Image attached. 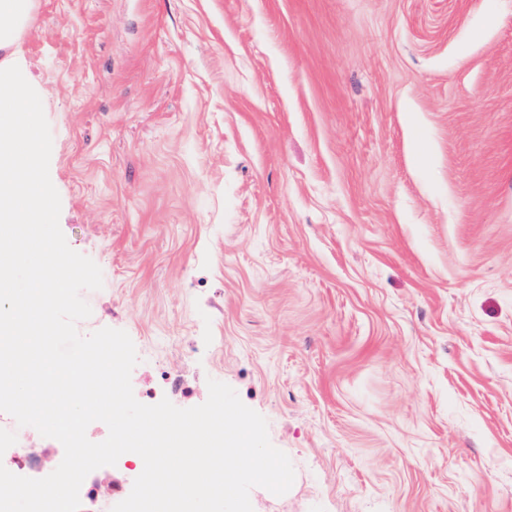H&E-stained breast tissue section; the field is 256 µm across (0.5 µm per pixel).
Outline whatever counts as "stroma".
Wrapping results in <instances>:
<instances>
[{
	"instance_id": "35a3bbf8",
	"label": "stroma",
	"mask_w": 512,
	"mask_h": 512,
	"mask_svg": "<svg viewBox=\"0 0 512 512\" xmlns=\"http://www.w3.org/2000/svg\"><path fill=\"white\" fill-rule=\"evenodd\" d=\"M81 335L208 379L253 512H512V0H36Z\"/></svg>"
}]
</instances>
